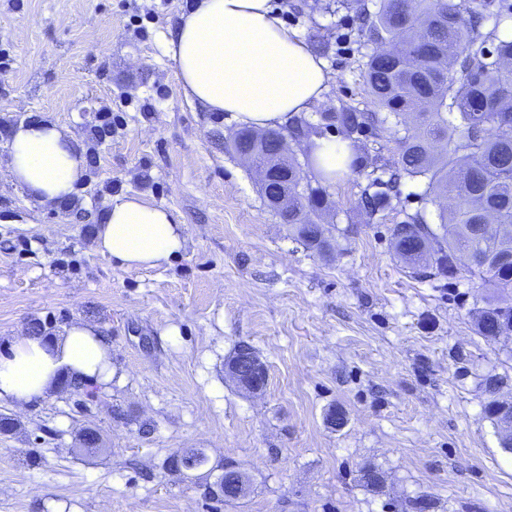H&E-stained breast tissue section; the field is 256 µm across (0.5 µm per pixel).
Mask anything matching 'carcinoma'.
Instances as JSON below:
<instances>
[{
    "label": "carcinoma",
    "mask_w": 512,
    "mask_h": 512,
    "mask_svg": "<svg viewBox=\"0 0 512 512\" xmlns=\"http://www.w3.org/2000/svg\"><path fill=\"white\" fill-rule=\"evenodd\" d=\"M372 43L393 44L396 55L370 54L364 79L373 112H325L350 135L364 128L395 137L398 160L355 156L352 167L371 164L388 174L383 190L362 197L369 214L390 203L402 179L425 177L428 188L448 195L440 209L439 234L416 214L393 228L400 255L412 264H434L457 278V256L472 254L469 272L491 288L477 316L487 338L501 322H512V0H356ZM492 51L485 52L484 44ZM416 114L414 124L405 116ZM404 135H399V126ZM301 164L288 160L289 225L306 245L327 247L319 218L325 191L309 183Z\"/></svg>",
    "instance_id": "1"
}]
</instances>
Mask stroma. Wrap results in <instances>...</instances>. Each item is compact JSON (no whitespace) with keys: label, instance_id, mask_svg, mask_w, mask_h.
Wrapping results in <instances>:
<instances>
[{"label":"stroma","instance_id":"stroma-1","mask_svg":"<svg viewBox=\"0 0 512 512\" xmlns=\"http://www.w3.org/2000/svg\"><path fill=\"white\" fill-rule=\"evenodd\" d=\"M280 19L323 28L336 75L306 134L341 135L321 113L368 112L374 49L355 10L276 0ZM188 0H0V347L57 336L75 321L112 343V382L58 391L0 433V512H512V451L486 417V381L512 401V337L476 331L489 294L398 256L392 229L415 212L437 225L440 197L405 180L370 215L364 169L327 185L325 251L309 248L224 146L229 113L188 101L164 40ZM112 134L97 139L101 111ZM75 135L87 174L72 200L44 205L11 181L20 122ZM173 209L185 248L171 265L127 270L93 235L112 197ZM267 365L251 394L224 373L240 343ZM344 421L329 422L330 413ZM96 429L100 453L79 452ZM181 448L236 464L240 501L209 498L171 472ZM380 486L366 485V470Z\"/></svg>","mask_w":512,"mask_h":512}]
</instances>
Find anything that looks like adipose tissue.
<instances>
[{"label": "adipose tissue", "instance_id": "adipose-tissue-1", "mask_svg": "<svg viewBox=\"0 0 512 512\" xmlns=\"http://www.w3.org/2000/svg\"><path fill=\"white\" fill-rule=\"evenodd\" d=\"M185 97L239 124L278 129L311 112L335 81L326 61L286 27L272 0H192L165 40ZM311 166L325 182L350 172L344 140L311 137ZM13 182L43 203L70 198L85 167L75 136L50 120L19 124L9 143ZM94 248L127 269L169 265L183 249V223L169 208L135 195L112 199ZM105 385L112 348L100 328L80 321L47 339L23 336L0 352V400L25 407L64 381Z\"/></svg>", "mask_w": 512, "mask_h": 512}]
</instances>
